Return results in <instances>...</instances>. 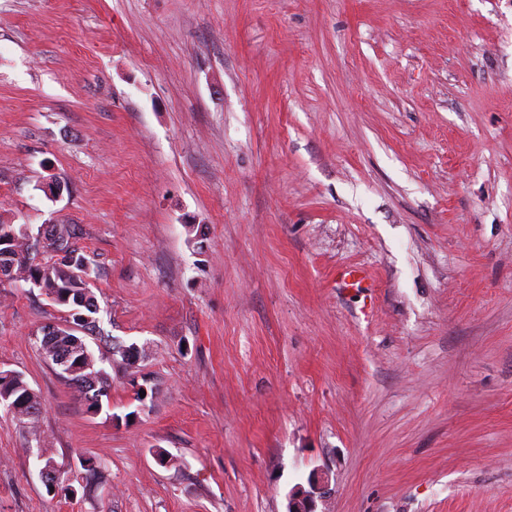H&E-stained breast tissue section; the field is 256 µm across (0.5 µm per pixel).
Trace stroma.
<instances>
[{
  "label": "stroma",
  "mask_w": 512,
  "mask_h": 512,
  "mask_svg": "<svg viewBox=\"0 0 512 512\" xmlns=\"http://www.w3.org/2000/svg\"><path fill=\"white\" fill-rule=\"evenodd\" d=\"M0 220L142 350L89 414L0 287V512H512V0H0ZM0 370V405L12 415L20 427L37 440V422L41 413V401L37 392L20 373ZM1 373L5 376L1 377ZM38 460L41 462L40 475L46 487L53 491L57 490L63 480V471L66 470L62 465L54 460H47L43 454L38 455ZM308 485L309 489L301 494H290L288 512H317V501L325 502L332 494L329 476L322 471L310 473Z\"/></svg>",
  "instance_id": "35a3bbf8"
}]
</instances>
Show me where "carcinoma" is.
Returning <instances> with one entry per match:
<instances>
[{
	"instance_id": "1",
	"label": "carcinoma",
	"mask_w": 512,
	"mask_h": 512,
	"mask_svg": "<svg viewBox=\"0 0 512 512\" xmlns=\"http://www.w3.org/2000/svg\"><path fill=\"white\" fill-rule=\"evenodd\" d=\"M44 234L61 240L65 254L55 253L50 242L49 249L38 261L30 255L25 237L20 234L8 245H0V268L6 264L10 266L6 273L8 282L17 284L28 280L52 302L68 308L65 322L72 323L73 328H58L60 335L49 342L41 335L43 329H38L40 335L35 337L36 347L50 361L61 353L68 354L71 371L62 377L80 397L87 411L98 413L103 410L102 398L108 396L110 388L109 375L100 364L110 362L116 356L126 362L131 358L125 351L127 345L111 336L103 338L107 356L95 357L86 342V337L100 334L96 318L99 306L92 291V263L83 250L71 242L73 231L70 225L48 224L44 226ZM77 327L85 330V335L75 334ZM0 405L5 406L20 427L37 437L41 401L22 374L14 372L0 376Z\"/></svg>"
}]
</instances>
